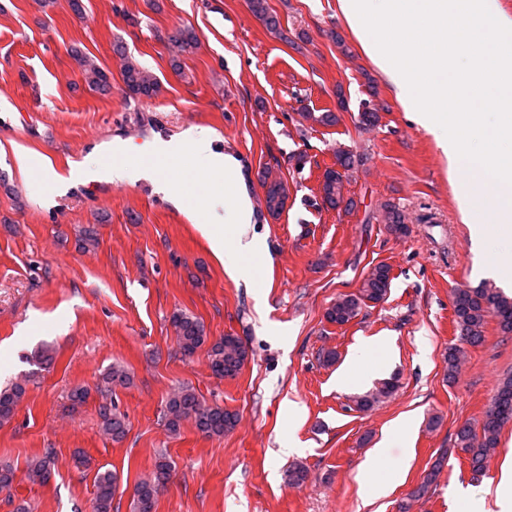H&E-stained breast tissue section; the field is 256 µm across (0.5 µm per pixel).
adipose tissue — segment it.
<instances>
[{
	"label": "adipose tissue",
	"instance_id": "1",
	"mask_svg": "<svg viewBox=\"0 0 512 512\" xmlns=\"http://www.w3.org/2000/svg\"><path fill=\"white\" fill-rule=\"evenodd\" d=\"M191 152L207 161L210 169L220 176L226 187L235 196V205L232 212L225 216V224H231L235 228L236 247L234 255H226L224 247L223 226H217L212 220L209 210H201L198 219L200 229L210 243L216 256L224 260V270L231 278H246L250 272L240 264L241 257L253 254L260 246L257 237L248 236L246 228L253 222V210L249 199L246 183L242 174L240 163L233 157L218 153L214 149V139L209 130L204 128H192L185 132L184 136L176 141L157 142L152 146L153 154L160 160H172L184 152ZM111 152L114 159L111 164L96 169L77 167L71 170L69 178L57 176L52 171H45L46 183L57 186L64 185L66 180L89 181L105 179L113 183H130L135 178L142 177L152 182L157 192L169 194L170 182L159 170L148 168L142 171L121 161L123 148L120 144H113Z\"/></svg>",
	"mask_w": 512,
	"mask_h": 512
}]
</instances>
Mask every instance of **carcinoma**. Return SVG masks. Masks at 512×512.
<instances>
[{"instance_id": "1", "label": "carcinoma", "mask_w": 512, "mask_h": 512, "mask_svg": "<svg viewBox=\"0 0 512 512\" xmlns=\"http://www.w3.org/2000/svg\"><path fill=\"white\" fill-rule=\"evenodd\" d=\"M255 14L263 21L266 28L280 33V23L276 15L268 12L265 0H250ZM198 37L191 29H179L167 37V44L174 52L172 61L179 66V57L190 53L196 47ZM115 54L122 62L121 75L125 91L132 96L152 98L159 92L156 77L129 59L122 46H116ZM84 82L94 91L108 94L112 83L108 73L100 68L90 57L78 50L72 51ZM323 202L336 207L337 201L345 202V208L354 205L352 199L345 197L344 181L330 179L322 188ZM391 285L390 267L380 263L375 265L363 279L360 288L352 294H343L327 309L326 317L331 323L344 325L358 317L366 302L383 301ZM453 313L458 330L460 344L448 348L446 359L448 376L456 372L461 345L477 346L484 340L487 318L498 319L501 332L512 335V297L500 289L481 284L473 288L455 290L452 299ZM172 324L177 333L180 350L186 356L194 355L208 341L204 325L194 316L176 312L172 315ZM208 358L212 372L224 379H234L241 372L248 360V351L240 337L226 334L211 344ZM130 372L121 365L110 367L102 377L106 388L126 386L131 383ZM395 384L384 383L375 391L356 398V406L368 410L394 391ZM26 395V385L13 382L0 388V425L11 421ZM191 419L196 429L204 436L219 439L232 430L237 423V414L219 405L207 404L194 389L185 386L173 391L166 401V422L168 429L176 433L181 423ZM512 420V377L507 378L498 387L485 410L480 428H475L469 421L459 425L455 432V444L468 456L471 470L479 473L484 470L489 456L499 445L503 426ZM101 428L113 441L124 439L128 429L125 417L105 407L101 413ZM57 460L50 451L34 456L27 465L26 477L32 483L46 484L56 473ZM172 466L160 457L155 462L151 476L137 482L133 489V512H153L157 496L170 480ZM16 475L8 463H0V495L11 497ZM118 478L110 470L97 471L94 477V498L92 512H112V501L117 489Z\"/></svg>"}]
</instances>
